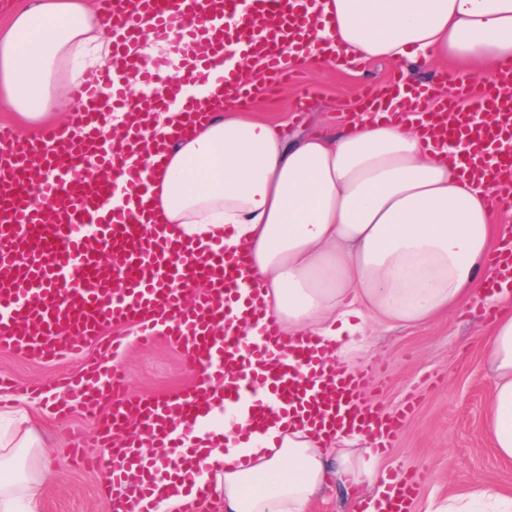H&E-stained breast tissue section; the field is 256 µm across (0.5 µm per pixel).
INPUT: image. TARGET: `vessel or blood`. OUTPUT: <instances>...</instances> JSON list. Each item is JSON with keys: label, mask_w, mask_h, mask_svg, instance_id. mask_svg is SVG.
I'll return each mask as SVG.
<instances>
[{"label": "vessel or blood", "mask_w": 512, "mask_h": 512, "mask_svg": "<svg viewBox=\"0 0 512 512\" xmlns=\"http://www.w3.org/2000/svg\"><path fill=\"white\" fill-rule=\"evenodd\" d=\"M316 0H99L120 46L110 71L96 85L75 89V109L64 130L28 140L0 125V347L17 354L82 359L88 342L99 356L83 361L70 379L36 385L52 392L54 414L111 412L97 425L103 456L91 465L105 472L104 512H126L116 490L136 487L140 512H153L154 490L168 476L169 458L145 459L143 442L160 440L178 450L185 490L184 512H208V489L196 488L200 459L182 447L201 415V400L229 412L243 405L249 425L262 424L277 407L284 425L362 436L388 451L414 409L405 402L381 413L367 373H325L323 352L311 337L287 345L275 317L263 310L257 289L241 288V255L223 247L199 253L147 224L149 172L171 148L147 140L144 119L180 103L193 124L211 113L183 96L187 81L218 82L229 109L247 110L287 78L285 47L304 40L317 23ZM182 28H175V20ZM254 57L260 74L226 67L229 56ZM147 87L132 94L130 81ZM450 108L456 125L430 120L434 138L464 135L467 165L493 179L494 198L512 207V61L489 82L459 87ZM125 114V136L103 134L112 111ZM101 176L83 180L87 165ZM495 290L512 277V236L490 258ZM134 325L142 345L178 347L193 374L189 387L163 397L128 393L120 361L121 337L106 327ZM419 485L415 473L387 478L386 512H409Z\"/></svg>", "instance_id": "b4317fda"}]
</instances>
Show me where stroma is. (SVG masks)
I'll list each match as a JSON object with an SVG mask.
<instances>
[{
	"instance_id": "stroma-1",
	"label": "stroma",
	"mask_w": 512,
	"mask_h": 512,
	"mask_svg": "<svg viewBox=\"0 0 512 512\" xmlns=\"http://www.w3.org/2000/svg\"><path fill=\"white\" fill-rule=\"evenodd\" d=\"M400 67V62L391 60H371L347 70L327 62L300 67L295 72L298 83L317 92L306 112H295L297 88L291 85L255 104L250 113L296 140L320 131L337 115L354 112L366 85L388 83ZM488 326L475 306L423 324L387 326L371 320L366 325L369 350L360 367L371 379L379 409L389 413L406 400L415 403L379 464L387 472L419 474L410 512H437L455 492L491 487L512 495V462L496 455L484 429L491 377L482 337ZM122 333L130 338L123 363L131 391L167 396L189 386L190 374L174 346L144 348L134 342L133 328H123ZM80 366L77 360L42 359L0 349V374L22 385L69 377ZM2 405L26 409L48 446L51 481L40 512H103L101 473L76 466L63 454L76 444L78 435L93 434L94 418L77 413L62 420L33 398L0 397Z\"/></svg>"
}]
</instances>
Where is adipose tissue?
Wrapping results in <instances>:
<instances>
[{"instance_id": "ef3b65f1", "label": "adipose tissue", "mask_w": 512, "mask_h": 512, "mask_svg": "<svg viewBox=\"0 0 512 512\" xmlns=\"http://www.w3.org/2000/svg\"><path fill=\"white\" fill-rule=\"evenodd\" d=\"M322 27L302 64L333 48L350 58L452 63L473 74L512 59V0H318ZM112 31L90 0H26L0 32V109L45 123L67 104L60 75L93 81L112 66ZM414 117L361 116L333 134L284 139L277 127L226 112L178 142L150 179L157 221L199 246L241 252L283 336H312L328 365L350 373L367 319L420 324L475 303L501 309L484 338L493 373L486 430L512 459V315L507 292L478 286L500 232L487 181L465 171L466 148L425 146ZM217 412L185 447L226 453L239 465L200 472L224 512H308L329 484L382 488L376 456L357 436L331 438L272 421L240 439ZM0 434V512H39L45 445L17 411Z\"/></svg>"}]
</instances>
